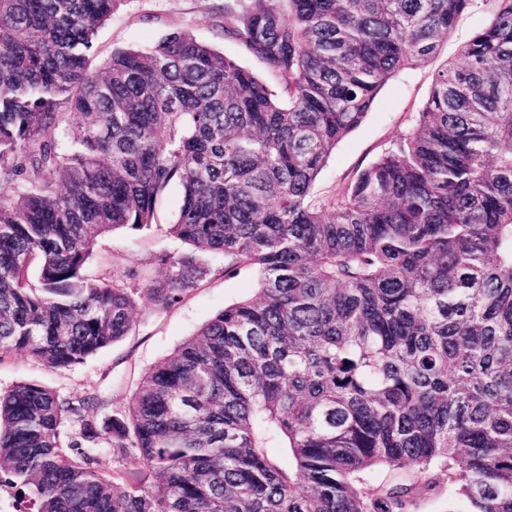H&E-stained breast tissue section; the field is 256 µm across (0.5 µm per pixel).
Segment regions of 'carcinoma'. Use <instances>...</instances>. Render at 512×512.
I'll return each mask as SVG.
<instances>
[{
    "instance_id": "carcinoma-1",
    "label": "carcinoma",
    "mask_w": 512,
    "mask_h": 512,
    "mask_svg": "<svg viewBox=\"0 0 512 512\" xmlns=\"http://www.w3.org/2000/svg\"><path fill=\"white\" fill-rule=\"evenodd\" d=\"M118 2L0 0V362L67 369L131 334V293L86 264L100 237L156 223L173 184L167 232L188 251L160 258L148 300L179 303L214 252L258 288L103 433L93 393H0V489L22 512H406L446 483L469 512H512V0L328 197L312 187L337 144L474 0L225 10L271 84L189 31L91 71ZM407 466L425 483L368 484Z\"/></svg>"
}]
</instances>
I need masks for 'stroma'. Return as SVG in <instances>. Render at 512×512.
Segmentation results:
<instances>
[{"label": "stroma", "mask_w": 512, "mask_h": 512, "mask_svg": "<svg viewBox=\"0 0 512 512\" xmlns=\"http://www.w3.org/2000/svg\"><path fill=\"white\" fill-rule=\"evenodd\" d=\"M229 0H121L96 36L93 67H102L118 49H142L170 32L188 30L201 42L242 63L250 58L224 37V6ZM490 0H478L465 13L442 45L437 59L420 63L390 79L379 92L363 124L336 147L319 174L313 192L328 196L350 184L357 173L373 163L414 124L428 98L432 76L442 61L457 59L463 45L488 19ZM181 204V190L171 186L158 210L156 224L131 233L117 230L98 239L87 264L93 276H105L132 290L135 330L121 342L100 351L84 363L56 370L17 351L0 363V392L18 383L35 381L63 395L98 394L103 407L97 427L121 416L145 371L163 359L225 306L251 297L258 286L249 271L229 272L220 254L205 257L206 276L167 310L155 308L143 293L147 280L159 267L161 254L177 255L185 247L167 232ZM136 278H128V270Z\"/></svg>", "instance_id": "1"}]
</instances>
